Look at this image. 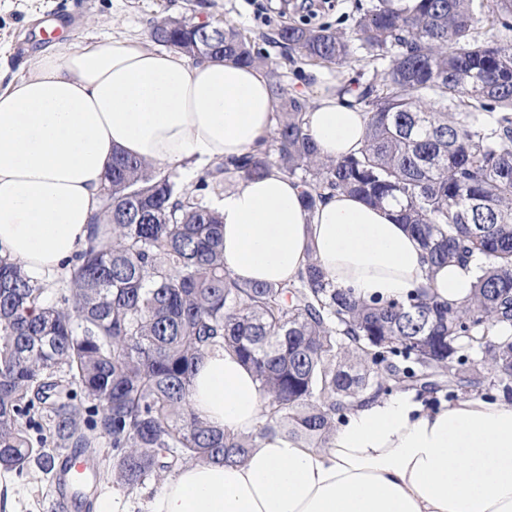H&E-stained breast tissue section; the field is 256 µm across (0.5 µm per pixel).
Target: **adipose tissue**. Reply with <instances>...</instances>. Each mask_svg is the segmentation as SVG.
Returning <instances> with one entry per match:
<instances>
[{"mask_svg":"<svg viewBox=\"0 0 512 512\" xmlns=\"http://www.w3.org/2000/svg\"><path fill=\"white\" fill-rule=\"evenodd\" d=\"M266 70L189 61L132 39L53 45L0 85V247L28 269L64 274L93 232L114 151L193 173L257 151L275 124ZM308 127L322 154L364 144L368 117L341 79L315 87ZM224 266L238 282H280L308 250L333 284L379 301L427 286L465 302L479 261L431 270L392 204L338 192L307 209L278 171L216 198ZM193 410L231 433L256 429L258 383L234 355L198 365ZM149 512H512V402L466 396L426 407L399 391L354 407L324 448L287 435L242 463H193L167 479Z\"/></svg>","mask_w":512,"mask_h":512,"instance_id":"ef3b65f1","label":"adipose tissue"}]
</instances>
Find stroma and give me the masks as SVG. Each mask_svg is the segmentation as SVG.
<instances>
[{"instance_id": "1", "label": "stroma", "mask_w": 512, "mask_h": 512, "mask_svg": "<svg viewBox=\"0 0 512 512\" xmlns=\"http://www.w3.org/2000/svg\"><path fill=\"white\" fill-rule=\"evenodd\" d=\"M302 0H0V72L22 73L28 63L48 51L57 38L73 45L89 41L108 43L131 38L149 42V28L162 18L224 21L257 33L255 47L267 54L289 95L315 101L318 66L297 59L274 44L278 28L300 19L296 7ZM369 0H314L316 23H328L348 38H355L359 8ZM98 463L99 492L114 503L116 512H148L161 487L147 481L129 490L112 482V450L94 448ZM0 512H56L54 487L37 463L23 475L0 471Z\"/></svg>"}]
</instances>
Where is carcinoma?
<instances>
[{"mask_svg":"<svg viewBox=\"0 0 512 512\" xmlns=\"http://www.w3.org/2000/svg\"><path fill=\"white\" fill-rule=\"evenodd\" d=\"M483 9V0H376L357 36L368 60L388 67L358 92L362 148L321 156L306 104L275 75L273 149L219 161L198 185L217 192L275 168L310 210L336 192L393 203L430 268L485 259L467 302L442 304L425 288L367 302L311 257L290 282L241 284L224 269L219 214L116 151L93 219L107 229L88 240L67 288L51 297L0 257V470L20 476L34 460L47 474L57 449L107 438L113 482L134 489L188 462L241 461L268 435L325 448L346 412L397 390L511 399L512 48L479 31ZM488 17L512 32V0H493ZM150 37L190 56L266 64L228 23L164 18ZM278 39L313 64L353 60L329 26H284ZM218 348L258 381L251 434H226L191 407L197 366Z\"/></svg>","mask_w":512,"mask_h":512,"instance_id":"cac0c4a2","label":"carcinoma"}]
</instances>
